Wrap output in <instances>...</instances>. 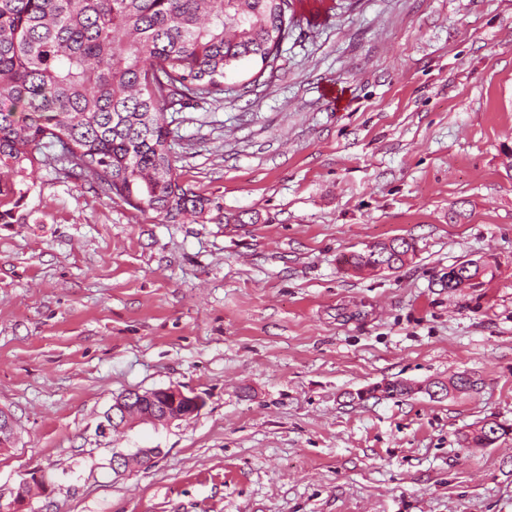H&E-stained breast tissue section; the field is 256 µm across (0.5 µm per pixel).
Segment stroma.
Segmentation results:
<instances>
[{"mask_svg":"<svg viewBox=\"0 0 512 512\" xmlns=\"http://www.w3.org/2000/svg\"><path fill=\"white\" fill-rule=\"evenodd\" d=\"M224 87L165 113L203 213L52 165L0 220V504L38 469L25 512H512V434L461 444L512 427V0H295L274 68ZM394 237L398 271L340 266ZM172 386L197 417L100 436L116 396ZM117 448L160 454L119 475ZM462 266L468 265L470 267L469 274L466 277V282H456L454 285H448V292L461 291L463 289H473L482 286L483 277L489 272L487 264L480 260H468L460 263ZM463 283L462 286H460ZM508 429L501 424L490 422L476 426L469 433L465 434L464 442L467 447L486 448L496 443L502 435H506Z\"/></svg>","mask_w":512,"mask_h":512,"instance_id":"stroma-1","label":"stroma"}]
</instances>
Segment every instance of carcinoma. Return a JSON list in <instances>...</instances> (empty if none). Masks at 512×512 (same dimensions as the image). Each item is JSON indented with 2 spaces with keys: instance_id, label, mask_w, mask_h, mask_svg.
<instances>
[{
  "instance_id": "obj_1",
  "label": "carcinoma",
  "mask_w": 512,
  "mask_h": 512,
  "mask_svg": "<svg viewBox=\"0 0 512 512\" xmlns=\"http://www.w3.org/2000/svg\"><path fill=\"white\" fill-rule=\"evenodd\" d=\"M294 0H0V187L6 205L24 197L28 169L59 164L131 207L174 224L205 201L175 171L168 106L220 101L227 72L274 65L288 38ZM416 255L397 237L343 257L357 272L397 271ZM456 292L482 286L488 266L468 260ZM428 390L408 382L371 392ZM508 429L490 422L465 434L471 448Z\"/></svg>"
}]
</instances>
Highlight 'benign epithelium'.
Segmentation results:
<instances>
[{"mask_svg":"<svg viewBox=\"0 0 512 512\" xmlns=\"http://www.w3.org/2000/svg\"><path fill=\"white\" fill-rule=\"evenodd\" d=\"M204 406L200 395L180 387L136 390L114 398L109 420L120 428L134 423L171 425L197 416Z\"/></svg>","mask_w":512,"mask_h":512,"instance_id":"benign-epithelium-1","label":"benign epithelium"}]
</instances>
